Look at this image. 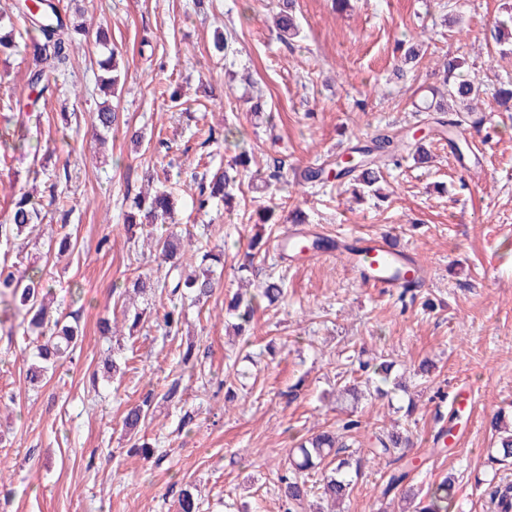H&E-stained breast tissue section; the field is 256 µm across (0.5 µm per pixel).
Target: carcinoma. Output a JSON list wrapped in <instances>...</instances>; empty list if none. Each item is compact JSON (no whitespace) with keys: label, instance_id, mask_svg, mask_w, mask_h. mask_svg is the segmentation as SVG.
<instances>
[{"label":"carcinoma","instance_id":"carcinoma-1","mask_svg":"<svg viewBox=\"0 0 512 512\" xmlns=\"http://www.w3.org/2000/svg\"><path fill=\"white\" fill-rule=\"evenodd\" d=\"M39 10L32 12L27 0H21L16 6L17 15L28 23L30 29L36 32L31 42L32 66L29 72L28 89L35 98L24 103L16 100L20 112H38V101L43 97L54 76L63 73L71 67L73 53L82 46V38L87 31L73 25L67 15L61 14L51 3V0H41ZM14 27L12 17H0V53L15 48L13 33L4 32L5 28ZM276 28L283 40L299 35V26L295 19L293 5L286 3L276 17ZM512 28V15L506 20H496L489 28V40L496 46L509 43L508 30ZM96 44L108 54L106 62L107 76L103 84L112 94H117L121 81V72L117 57L120 52L110 45L106 36L96 35ZM458 64L450 60L444 64L445 76L442 87L433 88V98L438 102L439 111H444V100L450 98L465 102L479 94L480 89L470 80L456 73ZM119 105H104L91 117V124L102 132H110L119 126ZM471 122L469 114L455 113L452 117L438 121V124L448 127V133L459 136ZM410 140L419 144L412 129L398 136L389 131L381 132L372 137L368 144L356 147L352 153L356 156L354 164L338 171L337 179L345 180L352 186L355 196L362 197L374 191V186L380 181L383 169L396 161L397 150L402 140ZM251 159L248 152L239 153L224 171H218L208 181V190H199V208H204L212 200L229 204L241 190L244 178L248 174ZM174 202L170 192L155 188L133 198L131 211L127 214V224L137 222L150 224L155 227L153 233L156 253L169 268L164 278L153 281L137 276L132 288H124L119 296L132 290L134 293L146 291H165L171 289V295L179 296V303H174L164 311L162 322L165 335L178 332L184 318L183 305L203 307L214 294L216 281L214 270L206 261L221 262L223 253L208 251L201 257L197 267L183 261L185 246L192 245L189 235L182 234L167 220L172 218ZM139 221H134V217ZM41 205L34 202L27 191H19L13 203L10 219L0 224V242L13 247L23 232L34 224L42 221ZM52 289L43 283L40 276L25 269H17V263H8V257L0 262V302L7 307H14L23 314V338L35 343V353L26 369V381L32 388H39L46 381L48 370L55 363L69 358L81 341L82 332L77 324L66 323L60 317L51 314ZM284 296L283 284L276 280H268L257 286L256 295L245 299L235 294L227 302L226 311L236 320L234 327L241 335H249L255 312V300L259 299L271 307L276 305ZM396 362L383 359L374 366H364L373 369V374L380 378V384L375 386L373 393L378 397L388 395L382 385L390 382L393 388L405 387L402 378L392 376ZM155 406L153 396L148 395L138 404L126 409L123 416V427L127 434L138 435L145 421L149 419ZM502 415L496 414L490 419V426L496 433V448L488 456L490 462H508L512 460V429H501ZM360 428V421L348 418L341 427V433L321 431L298 443L289 454L288 467L284 472L276 474L277 491L285 505V512H303V506L317 482H322L325 500L330 507L326 512H333V507L341 504L350 497L360 474L361 461L341 456L342 448L346 447L343 438L350 437ZM377 448L374 455L387 459L390 471L383 485L381 495L384 498L396 493L405 503L403 512H451L454 506L452 479L445 477L434 484L424 497L407 486L410 473V463L406 461L405 448L410 444L408 435L401 431H381L375 435ZM334 464L330 471L323 470L325 462ZM179 512H200L201 502L194 492V487L188 485L181 490L178 499Z\"/></svg>","mask_w":512,"mask_h":512}]
</instances>
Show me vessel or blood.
<instances>
[{
	"instance_id": "obj_1",
	"label": "vessel or blood",
	"mask_w": 512,
	"mask_h": 512,
	"mask_svg": "<svg viewBox=\"0 0 512 512\" xmlns=\"http://www.w3.org/2000/svg\"><path fill=\"white\" fill-rule=\"evenodd\" d=\"M313 228L293 224L285 238L292 247L282 250V258L289 263L314 260L317 253L308 248V240L314 239ZM336 256L346 266L362 275L367 284L390 291L401 290L406 280H426L428 270L416 252L406 248L394 249L388 236L380 235L368 239H343L338 243Z\"/></svg>"
}]
</instances>
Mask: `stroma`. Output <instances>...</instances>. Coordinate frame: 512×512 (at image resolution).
I'll return each mask as SVG.
<instances>
[{
    "mask_svg": "<svg viewBox=\"0 0 512 512\" xmlns=\"http://www.w3.org/2000/svg\"><path fill=\"white\" fill-rule=\"evenodd\" d=\"M503 2L352 0L340 12L332 0H295L300 34L283 41L273 23L279 0H60L74 21L103 27L121 53L126 127L102 145L90 120L108 99L95 43L50 87L39 122L7 109L8 98L26 97L31 66V34L16 22L18 47L0 55V129L23 137L24 147L0 148V222L11 213L12 184L25 183L29 167L39 171L38 195L54 184L68 197L71 212L46 209L22 256L51 285L59 315L78 316L83 341L31 389L25 370L34 347L10 333L0 309V512H177L188 485L202 512H283L275 468L287 466L302 438L339 429L350 413L362 421L349 451L363 468L335 512H390L381 496L388 467L372 458L369 439L394 425L414 443L416 490L449 475L453 512H491L492 485L512 482V464H486L489 418L512 415V110L493 97L512 82V51L487 42ZM220 36L230 51H216ZM413 43L425 49L416 67L402 63ZM455 57L484 89L475 106L481 121L465 128L469 149L461 155L432 134V115L422 109L427 88ZM258 99L261 114L251 110ZM210 126L234 135L206 142ZM385 126L428 132V163L400 151L376 199H356L333 179L300 183L303 169L335 162ZM243 149L253 155L251 170L277 167L282 179L261 188L245 182L231 206L198 210L202 174ZM164 155L166 169L155 164ZM150 181L175 192V222L193 225L192 264L218 247L224 263L215 269L209 317L188 314L176 337H166L159 323L168 297L146 293L137 301L144 314L134 346L119 350L98 328L122 315L117 288L167 270L123 228ZM296 209L331 238L396 236L428 266L427 281L414 296L368 287L330 251L313 265H286L275 242ZM65 234L75 249L60 258L55 242ZM257 236L263 253L253 272L240 271ZM270 276L283 279L285 300L259 308L242 340L224 299ZM189 345L197 359L183 400L160 405L148 421L154 454L135 453L121 415L180 375L179 353ZM129 356L135 370L110 378L106 359ZM382 356L395 360L406 390L389 401L337 400L359 363ZM425 359L434 368L424 377ZM238 369L246 379H235ZM297 383L300 396L288 400ZM461 384L471 385L477 410L461 413L456 446L434 452ZM186 413L192 420L184 425Z\"/></svg>",
    "mask_w": 512,
    "mask_h": 512,
    "instance_id": "1",
    "label": "stroma"
}]
</instances>
